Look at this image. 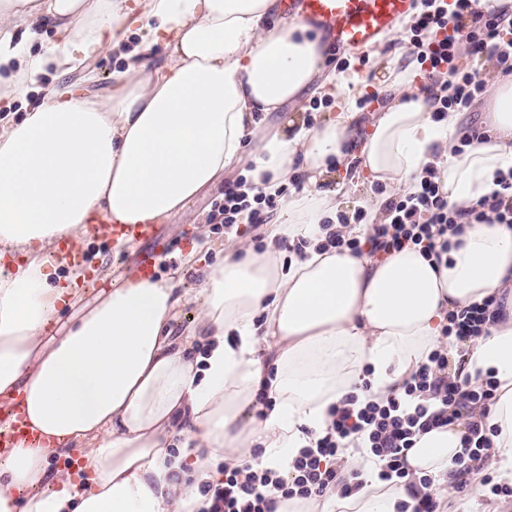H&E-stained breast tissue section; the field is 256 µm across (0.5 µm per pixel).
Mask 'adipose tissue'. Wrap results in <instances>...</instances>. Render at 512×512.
Segmentation results:
<instances>
[{
    "mask_svg": "<svg viewBox=\"0 0 512 512\" xmlns=\"http://www.w3.org/2000/svg\"><path fill=\"white\" fill-rule=\"evenodd\" d=\"M281 13L280 0H0V106L11 109L46 75L58 80L22 120L0 116V260L19 259L0 270V401L22 396L43 437L0 461V512H201L213 458L287 473L325 430L331 405L400 394L446 345L449 311L503 293L506 317L449 355L499 384L486 419L497 434L480 467L512 483V230L499 224L470 225L439 261L412 244L379 261L321 251V224L350 191L309 186L283 201L263 252L230 245L206 272L195 294L203 356L189 358L187 342L169 334L184 301L169 280H126L68 332L46 335L82 275L61 267L56 246L84 250L95 214L155 224L186 212L238 165L249 164L257 185L299 168L315 178L349 159L396 191L433 165L449 204L466 207L512 167L511 81L493 94L483 140L462 151L457 113L434 121L421 91L395 100L363 138L349 108L290 138L265 132L259 114L297 101L325 62L319 38ZM40 25L55 34L35 51ZM109 53L124 61L109 96L64 83ZM301 240L303 255L285 256L283 243ZM264 386L272 405L258 419ZM464 433L459 422L421 435L413 472L446 475ZM54 456L62 465L52 472ZM346 458L362 481L355 495L333 488L277 512L416 504L420 485L380 481L378 464L355 448ZM185 461L191 471L176 479Z\"/></svg>",
    "mask_w": 512,
    "mask_h": 512,
    "instance_id": "ef3b65f1",
    "label": "adipose tissue"
}]
</instances>
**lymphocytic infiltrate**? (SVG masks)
Returning <instances> with one entry per match:
<instances>
[{"mask_svg":"<svg viewBox=\"0 0 512 512\" xmlns=\"http://www.w3.org/2000/svg\"><path fill=\"white\" fill-rule=\"evenodd\" d=\"M409 44L431 81L435 119H447L449 113L470 108L488 92L487 82L470 67V60L494 59L502 75H512V9L503 5L489 10L482 0H420ZM495 179L497 189L491 195L458 208L449 205L433 166H425L414 191L385 199L381 221L371 222L362 211L351 218L342 214L336 221H324L320 247L356 254L366 250L377 258L409 244L423 246L430 254L446 253L460 244L469 225L503 224L512 229V167L497 171ZM275 206V194L242 178L225 190L214 209L223 215L225 226L257 227L268 223ZM351 222L370 224L367 239L345 233ZM489 308L485 302L449 312L444 337L461 345L487 332ZM497 389L491 376L475 381L449 377L447 353L433 351L404 383L402 395L362 405L350 395L333 406L324 435L294 459L291 479L246 463L221 469L219 480L202 489L207 501L203 512H275L278 500L320 497L336 486L344 496H352L361 484L347 481L335 461L354 434L360 436L368 456L381 462V479L407 478V457L416 435L461 420L466 433L452 477L463 479L492 446L494 431L487 428L485 417Z\"/></svg>","mask_w":512,"mask_h":512,"instance_id":"lymphocytic-infiltrate-1","label":"lymphocytic infiltrate"}]
</instances>
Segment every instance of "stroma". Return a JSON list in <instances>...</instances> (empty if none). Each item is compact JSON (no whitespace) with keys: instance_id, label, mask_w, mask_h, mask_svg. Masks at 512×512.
I'll return each instance as SVG.
<instances>
[{"instance_id":"1","label":"stroma","mask_w":512,"mask_h":512,"mask_svg":"<svg viewBox=\"0 0 512 512\" xmlns=\"http://www.w3.org/2000/svg\"><path fill=\"white\" fill-rule=\"evenodd\" d=\"M413 18H406L381 46L363 54L326 46L325 64L328 74L347 77L352 87V100L361 94H376L385 102H392L395 94L394 79L414 61L408 49V36ZM337 99L324 90L313 87L298 101L281 111L272 113L269 132L293 135L299 129L320 126L336 110ZM236 173L225 175L216 185L193 203L188 214L176 215L158 224L156 235L136 242L129 250L117 251L107 242L89 246L85 261L92 270L90 280L82 282L74 302L60 314L52 331L68 329L81 311L111 291L114 284L132 276L140 258L151 255L159 264L158 278H181L187 294H195L207 266L223 262L228 247V230L223 224L212 222L213 204L224 196L226 184L235 182Z\"/></svg>"}]
</instances>
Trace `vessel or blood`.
Masks as SVG:
<instances>
[{"label": "vessel or blood", "instance_id": "1", "mask_svg": "<svg viewBox=\"0 0 512 512\" xmlns=\"http://www.w3.org/2000/svg\"><path fill=\"white\" fill-rule=\"evenodd\" d=\"M288 14L318 28L340 48L367 51L379 46L397 23L413 10V0H287ZM95 223L112 238L136 240L154 237L152 224H116L98 215ZM27 423L21 398L0 404V456L9 454L21 440L37 441Z\"/></svg>", "mask_w": 512, "mask_h": 512}]
</instances>
